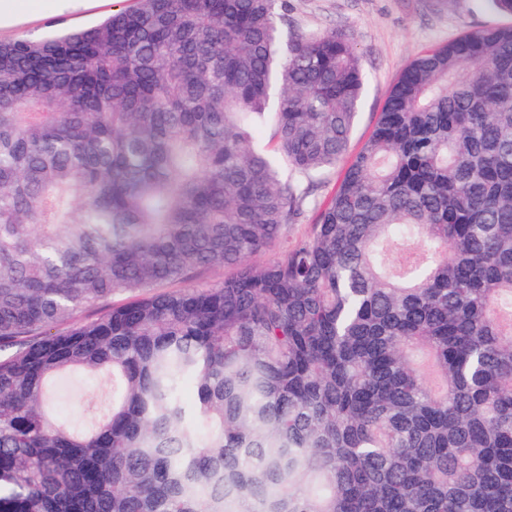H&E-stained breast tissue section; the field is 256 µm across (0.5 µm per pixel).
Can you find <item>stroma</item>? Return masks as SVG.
Masks as SVG:
<instances>
[{"mask_svg":"<svg viewBox=\"0 0 512 512\" xmlns=\"http://www.w3.org/2000/svg\"><path fill=\"white\" fill-rule=\"evenodd\" d=\"M294 29L325 31L345 27L354 33L365 87L350 138L357 153L369 138L389 91L418 54L480 26L512 25L486 0H288ZM113 0H90L83 12L54 8L0 29V40L38 38L60 29H81L108 16Z\"/></svg>","mask_w":512,"mask_h":512,"instance_id":"stroma-1","label":"stroma"}]
</instances>
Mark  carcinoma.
Returning <instances> with one entry per match:
<instances>
[{
	"instance_id": "carcinoma-1",
	"label": "carcinoma",
	"mask_w": 512,
	"mask_h": 512,
	"mask_svg": "<svg viewBox=\"0 0 512 512\" xmlns=\"http://www.w3.org/2000/svg\"><path fill=\"white\" fill-rule=\"evenodd\" d=\"M363 89L288 0L0 42V512H512V26L415 57L284 238ZM80 395L74 399L71 404H63V412H70L75 420L82 418L81 405L89 403L90 406H96L103 409L106 405L110 391V384L106 378H88L81 381Z\"/></svg>"
}]
</instances>
